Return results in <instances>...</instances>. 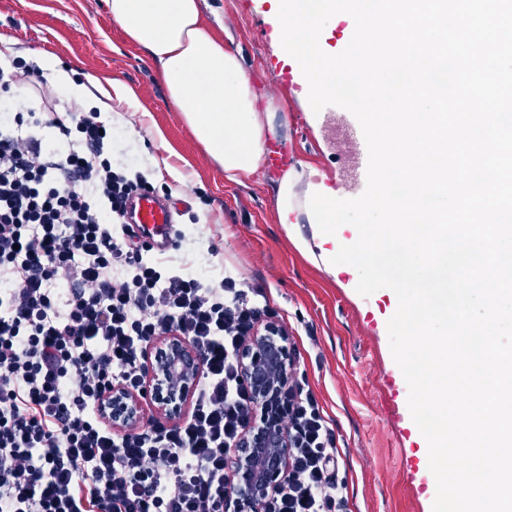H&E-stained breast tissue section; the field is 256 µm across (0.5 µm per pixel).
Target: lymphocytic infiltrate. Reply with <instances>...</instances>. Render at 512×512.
I'll use <instances>...</instances> for the list:
<instances>
[{
	"instance_id": "1",
	"label": "lymphocytic infiltrate",
	"mask_w": 512,
	"mask_h": 512,
	"mask_svg": "<svg viewBox=\"0 0 512 512\" xmlns=\"http://www.w3.org/2000/svg\"><path fill=\"white\" fill-rule=\"evenodd\" d=\"M111 136L100 111L46 98L0 118V512H233L229 460L258 411L239 350L270 309L163 272L122 222L149 184L114 170ZM169 333L205 358L190 415L113 433L105 396L145 393L147 349ZM283 404L290 463L263 512H336L334 433L300 390Z\"/></svg>"
}]
</instances>
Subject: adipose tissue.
<instances>
[{"instance_id":"ef3b65f1","label":"adipose tissue","mask_w":512,"mask_h":512,"mask_svg":"<svg viewBox=\"0 0 512 512\" xmlns=\"http://www.w3.org/2000/svg\"><path fill=\"white\" fill-rule=\"evenodd\" d=\"M115 22L156 67L170 107L232 182L263 163L277 108L260 100L238 56L204 20L198 0H105Z\"/></svg>"}]
</instances>
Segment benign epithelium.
Instances as JSON below:
<instances>
[{
  "label": "benign epithelium",
  "instance_id": "obj_1",
  "mask_svg": "<svg viewBox=\"0 0 512 512\" xmlns=\"http://www.w3.org/2000/svg\"><path fill=\"white\" fill-rule=\"evenodd\" d=\"M242 363L263 419L232 459L235 512H262L264 500L283 482L288 463L289 439L278 413L290 353L282 336L267 328L247 345ZM201 369L202 355L187 339L168 335L158 342L147 360L148 389L156 409L172 419L180 415ZM104 407L114 427L137 422L141 413L138 397L118 387L106 395Z\"/></svg>",
  "mask_w": 512,
  "mask_h": 512
}]
</instances>
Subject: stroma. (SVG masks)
Instances as JSON below:
<instances>
[{"label": "stroma", "instance_id": "1", "mask_svg": "<svg viewBox=\"0 0 512 512\" xmlns=\"http://www.w3.org/2000/svg\"><path fill=\"white\" fill-rule=\"evenodd\" d=\"M203 16L225 48L238 54L258 93L284 108L276 145L290 163H303L337 197L360 196L366 183L361 127L348 110L329 105L313 112L308 85L288 68L267 0H200ZM11 56L43 67L46 95L70 101L66 88L46 69L47 60L75 70L76 82L118 78L134 98L101 112L112 126L115 169L151 174L158 149L141 122L159 127L174 154L173 174L155 185L156 197L175 201L180 238L164 254L166 264L188 275L219 282L229 277L261 290L285 328L284 343L336 440L333 455L342 484V512H432L436 486L421 466L422 437L412 423L409 390L395 363L387 332L393 291L358 294L355 269L327 272L329 250L313 225H299L294 243L275 211L274 186L281 172L260 168L245 184L224 178L178 113L154 64L116 26L105 0H0V42Z\"/></svg>", "mask_w": 512, "mask_h": 512}]
</instances>
